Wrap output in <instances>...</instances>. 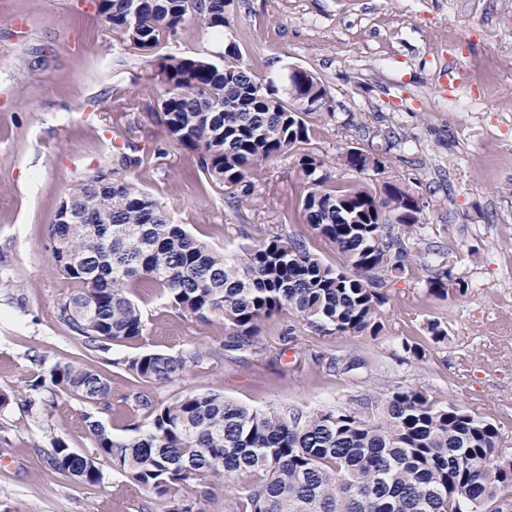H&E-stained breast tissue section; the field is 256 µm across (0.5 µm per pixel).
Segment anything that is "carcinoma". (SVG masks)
<instances>
[{
  "mask_svg": "<svg viewBox=\"0 0 512 512\" xmlns=\"http://www.w3.org/2000/svg\"><path fill=\"white\" fill-rule=\"evenodd\" d=\"M226 0H98V15L150 69L160 87L158 117L167 148L189 152L199 170L237 208L254 192V176L277 159H295L303 184V223L332 245L333 267L296 236L257 229L228 255L193 237L132 179L138 155L122 153L109 169L72 184L48 226L47 247L68 292L56 301L59 320L83 339L96 365L56 362L26 381L27 411L43 393H64L112 408L104 368L127 375L122 401L148 427L119 440L83 415L91 447L76 452L63 439L40 448L45 468L77 483L98 485L102 462L129 477L153 512H207L192 494L225 487L224 512H512V450L493 422L459 405L440 404L427 390L398 384L358 407L253 408L221 390L186 392L171 402L146 394L224 357V350L260 352L261 324L286 312L282 335L300 327L332 335H382L387 280L427 268L426 297L463 296L469 284L427 242L424 198L401 180L373 187L363 180L385 169L382 156L353 147L330 163L311 147L305 116L328 108L322 81L293 76L287 97L262 82L230 41L218 58L159 54L162 41L191 22L222 36ZM167 148L156 149L157 155ZM80 223L59 220L67 206ZM158 290L175 315L219 326L224 338L208 350L148 351L110 357L114 342L140 341L147 326L133 299ZM432 342L448 331L424 323ZM252 480L243 485L241 475Z\"/></svg>",
  "mask_w": 512,
  "mask_h": 512,
  "instance_id": "1",
  "label": "carcinoma"
}]
</instances>
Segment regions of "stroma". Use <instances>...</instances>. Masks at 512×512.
<instances>
[{"mask_svg":"<svg viewBox=\"0 0 512 512\" xmlns=\"http://www.w3.org/2000/svg\"><path fill=\"white\" fill-rule=\"evenodd\" d=\"M229 35L261 80L284 87L289 67L316 74L330 112L309 115L312 145L327 159L356 146L385 157L384 179H399L427 202L431 239L447 252L465 296L425 298L419 279L388 283L385 333L281 336L280 315L262 325L261 353L228 351L221 362L157 390L164 401L189 391L223 390L253 407L353 406L386 384H411L491 420L512 448V0H230ZM212 32L188 24L160 53L218 52ZM467 77L440 93L442 61ZM125 93L118 103L114 90ZM159 89L146 65L112 36L96 0H0V512H141L145 494L107 472L88 486L48 473L39 454L51 438L82 449L90 437L86 403L50 396L26 413L24 383L48 362H83V342L59 320L67 283L45 247L47 226L72 183L112 165L119 152L146 153L137 183L197 239L237 251L256 225L304 238L329 264L335 249L300 215L301 181L292 160L262 170L251 200L229 208L197 167L170 152L156 121ZM147 325L142 341L114 343L124 359L146 350L208 349L219 328L167 312L158 293L135 296ZM448 331L433 343L423 324ZM420 343L423 359L401 338ZM364 360L334 376L319 361ZM124 374L112 375V408L101 421L118 439L136 417L122 401Z\"/></svg>","mask_w":512,"mask_h":512,"instance_id":"35a3bbf8","label":"stroma"}]
</instances>
